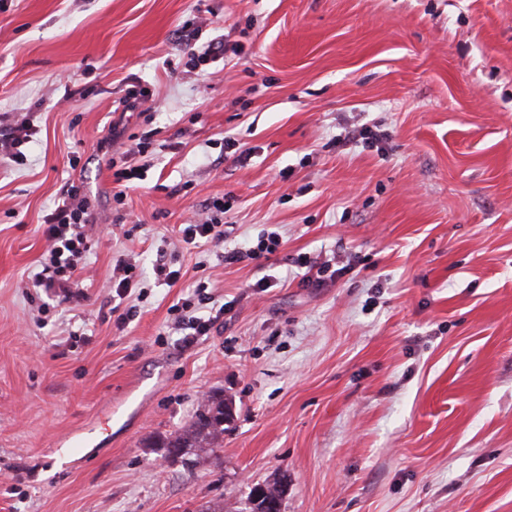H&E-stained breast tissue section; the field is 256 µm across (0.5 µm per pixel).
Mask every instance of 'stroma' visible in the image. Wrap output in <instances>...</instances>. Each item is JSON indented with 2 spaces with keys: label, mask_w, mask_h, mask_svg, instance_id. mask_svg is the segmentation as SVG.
I'll use <instances>...</instances> for the list:
<instances>
[{
  "label": "stroma",
  "mask_w": 512,
  "mask_h": 512,
  "mask_svg": "<svg viewBox=\"0 0 512 512\" xmlns=\"http://www.w3.org/2000/svg\"><path fill=\"white\" fill-rule=\"evenodd\" d=\"M198 24L237 52L193 67ZM3 112L37 133L0 162V512H240L274 477L284 512H512V0H0ZM117 123L150 140L119 202ZM364 125L383 149L344 143ZM70 182L109 232L60 306L26 284ZM212 198L225 250L280 234L269 263L185 248ZM123 252L142 299L112 296ZM335 253L353 270L305 286L295 259ZM201 281L228 309L187 346L172 307ZM213 392L216 460L165 461ZM166 252L160 251L155 263L153 264V273L157 283L174 287L181 279L180 269H174L172 258L168 259Z\"/></svg>",
  "instance_id": "1"
}]
</instances>
